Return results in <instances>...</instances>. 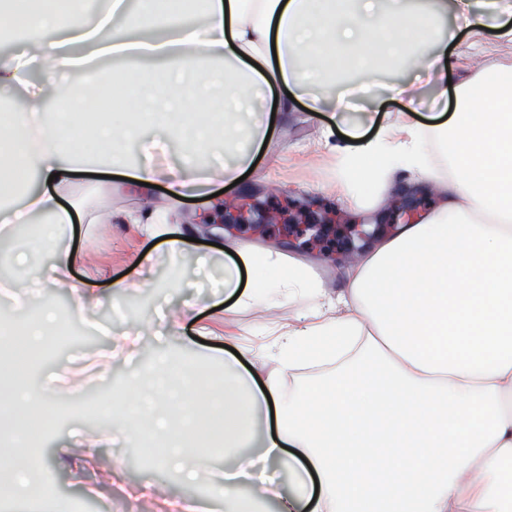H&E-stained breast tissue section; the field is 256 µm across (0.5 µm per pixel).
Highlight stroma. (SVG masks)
Instances as JSON below:
<instances>
[{
  "label": "stroma",
  "mask_w": 512,
  "mask_h": 512,
  "mask_svg": "<svg viewBox=\"0 0 512 512\" xmlns=\"http://www.w3.org/2000/svg\"><path fill=\"white\" fill-rule=\"evenodd\" d=\"M446 2L449 10L442 26L458 31L448 47L452 59L467 62L472 74L498 64L512 65V42L495 41L475 24L459 27L455 0ZM360 120V113L347 112L339 118L327 109L312 112L304 108L281 115L253 171L239 186L228 189L223 180H214L210 199L181 201V212L189 222L202 225L213 220L220 207L239 208L247 221L225 226L221 245L239 239L276 247L287 258H314L327 273V287L339 288L336 268L347 259L350 248L361 244L353 228L372 222L373 216L337 209L329 190L332 165L313 157L312 150L329 128L343 133ZM167 199L164 186L153 190L147 202L124 187L101 188L94 176L82 179L66 196V203L76 202L112 217L108 224L76 226L74 244L80 262L73 274L98 292L81 314L73 313L70 298L58 288L41 289L26 300L0 290V322L17 325L50 309L66 322L73 336L71 342L57 344L44 354L26 380L36 393L56 380L62 381L66 390L56 402L51 429L32 437L29 444L48 463L43 480L55 497L71 502L74 512H122V503L130 494L139 496L141 512H161L156 499L143 491L150 482L191 500L197 512H224L223 479L213 478L206 485L188 483L166 464L151 461L130 435L86 448L83 434L110 429L109 416L95 412V405L120 393L130 374L149 370L158 358L193 357L203 373L219 380L224 365L210 354L227 348L225 330L235 332L240 343L256 344L266 327L295 319L300 312L298 306L288 303L269 311L225 312L224 259L215 254L213 246L198 243L174 260L159 239L132 236L123 222L125 214L147 211L150 203L162 204ZM138 253L149 257L142 273L151 277L152 287L113 296V281L131 278L132 259ZM187 300L198 301L199 307L195 318L185 322L179 332L152 325L157 311ZM133 328L142 334L139 354L124 363L112 359L114 337Z\"/></svg>",
  "instance_id": "35a3bbf8"
}]
</instances>
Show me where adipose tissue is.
<instances>
[{
    "label": "adipose tissue",
    "mask_w": 512,
    "mask_h": 512,
    "mask_svg": "<svg viewBox=\"0 0 512 512\" xmlns=\"http://www.w3.org/2000/svg\"><path fill=\"white\" fill-rule=\"evenodd\" d=\"M34 19L27 47L0 58V89L27 103L0 125V223L43 216L54 238L49 278L82 311L94 294L74 281L69 238L73 210L58 198L76 184L79 143L69 133L92 120L108 165L133 185L166 183L170 202L130 216L147 235L166 236L172 258L192 229L181 222V198L200 194L222 176L233 184L254 164L270 124L241 113L239 90L280 89L279 112L302 100L346 99L327 77L356 64L371 80L378 63L408 58L419 74L448 73V40L437 0H106L91 15L79 0L57 8L47 0H0V31L18 26L21 4ZM200 21L188 22L190 13ZM170 36L137 39L148 22ZM161 56L160 71L135 69L89 87L64 72L98 59ZM405 106L357 152L327 141L339 202L376 209L396 173L410 197L437 194L435 211L392 235L364 243L329 295L313 262L283 260L273 249L241 248L224 267L227 310L302 306L295 321L268 328V339L245 352L255 361L224 360V382L166 360L148 376L127 380L111 418L137 434L155 457L176 461L196 451L190 477L204 476L218 456L224 512H512V67L481 69L455 88L454 110L440 139L414 118L417 89L399 82ZM157 124L164 140L142 136ZM138 136L137 160L126 142ZM179 144L190 163L165 160ZM224 156L214 173L213 154ZM36 170L47 191L27 194L20 208L6 200L21 189L20 173ZM48 313L8 328L25 339L23 354L0 359V504L9 512H68L35 477L40 458L22 440L51 426L46 409L60 390L19 391L24 353L45 349ZM285 469L289 490L271 480L245 489L246 466Z\"/></svg>",
    "instance_id": "adipose-tissue-1"
}]
</instances>
